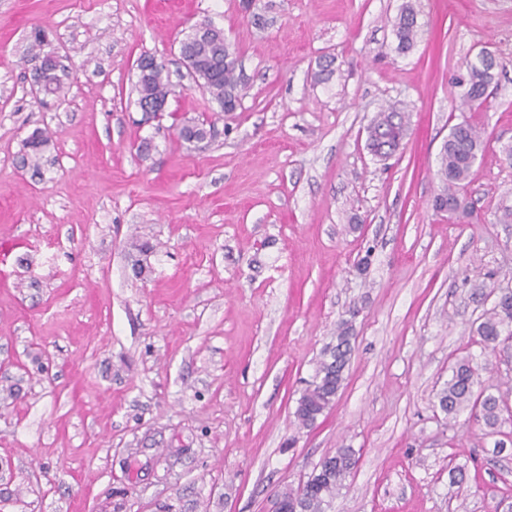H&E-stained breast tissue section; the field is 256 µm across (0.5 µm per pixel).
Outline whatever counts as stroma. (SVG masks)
<instances>
[{"label": "stroma", "mask_w": 512, "mask_h": 512, "mask_svg": "<svg viewBox=\"0 0 512 512\" xmlns=\"http://www.w3.org/2000/svg\"><path fill=\"white\" fill-rule=\"evenodd\" d=\"M403 2L255 0L259 29L241 0H0V512H272L340 448L357 463L327 512H512V421L491 435L436 399L469 355L512 406V343L475 332L512 290V0H412L400 54ZM201 22L237 53L236 111L182 64ZM38 28L66 73L42 101ZM484 49L498 84L461 111L455 77ZM144 54L173 83L157 117L136 105ZM392 106L409 131L382 160L367 128ZM465 119L486 148L459 218L432 201ZM191 120L213 137L180 139ZM343 321L344 386L297 427ZM396 39V51L406 54L415 46L419 32L417 12L411 4H406L400 10L392 24ZM34 40L35 42L30 49L31 56L28 62H34L29 67V73L31 74V89L37 97V95L43 93L44 73L54 70L59 64L58 55L54 49L49 50L43 58L39 59L44 51V41L40 37H35Z\"/></svg>", "instance_id": "1"}]
</instances>
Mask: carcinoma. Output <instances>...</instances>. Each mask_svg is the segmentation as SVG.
I'll return each instance as SVG.
<instances>
[{
	"instance_id": "carcinoma-1",
	"label": "carcinoma",
	"mask_w": 512,
	"mask_h": 512,
	"mask_svg": "<svg viewBox=\"0 0 512 512\" xmlns=\"http://www.w3.org/2000/svg\"><path fill=\"white\" fill-rule=\"evenodd\" d=\"M396 39V51L406 54L415 46L419 32L417 12L410 4L403 6L392 24ZM188 53L198 64H207L220 59L222 67L214 75H200L202 87L217 102L223 112H234L240 106L245 94L246 81L237 70V58L224 34L217 33L209 40H196L186 36ZM494 82L490 66L482 59L468 60L464 73L456 76V84L463 88V105L472 109L478 107L489 96L488 89ZM136 90L138 101L167 100L171 92L169 72L163 66L152 69L149 74L137 75ZM407 122L404 113L384 110L378 113L368 127V147L381 157L391 156V148L397 133L405 131ZM46 139L42 132L34 131L25 140V146L32 151L30 159L33 172L41 175L40 151ZM485 149L476 127L463 120L455 124L441 147L437 177L442 190L433 200L435 210H444L448 200L458 198V190L469 182L479 154ZM480 343L484 348L496 349L512 341V293H502L494 306L485 312L476 327ZM352 325L340 322L334 341L323 349L316 363L313 380L304 389L299 401L301 407L294 413L299 427L308 428L333 406L346 380L345 370L352 350ZM476 368L473 360L463 359L451 367L448 381L437 394L440 410L454 417L468 409L479 418L490 432H496L501 425L504 401L483 391L476 392ZM356 465L355 454L350 448H339L332 458V466L315 473L297 489H287L281 498L296 500L305 512H326L331 501L345 487L347 478Z\"/></svg>"
}]
</instances>
